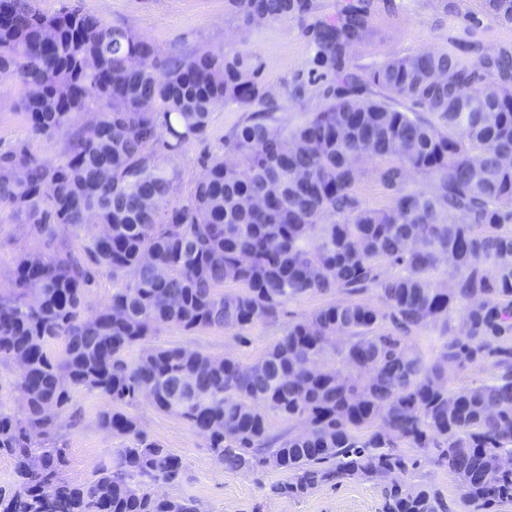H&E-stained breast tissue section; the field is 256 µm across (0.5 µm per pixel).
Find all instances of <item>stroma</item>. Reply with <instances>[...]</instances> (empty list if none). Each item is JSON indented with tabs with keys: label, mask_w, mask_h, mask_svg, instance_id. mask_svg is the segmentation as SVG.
Returning <instances> with one entry per match:
<instances>
[{
	"label": "stroma",
	"mask_w": 512,
	"mask_h": 512,
	"mask_svg": "<svg viewBox=\"0 0 512 512\" xmlns=\"http://www.w3.org/2000/svg\"><path fill=\"white\" fill-rule=\"evenodd\" d=\"M312 2L314 8L304 19L268 20L241 34L235 20L224 11V0H33L45 14L67 5L107 24L131 27L152 41L162 55L179 48L245 50L259 66L262 81L277 90L282 115L292 125L319 111L324 105L321 90L334 84L333 77L321 76L314 65L307 30L322 19L335 17L350 0ZM453 3L448 11L436 0H392L391 7L374 6L372 36L359 48L357 65L368 69L388 56L413 55L428 48L448 51L467 64L501 49L512 52V25L488 15L482 0ZM23 95L19 80L0 81V153L24 144L39 157L57 159L63 151L62 138L47 140L30 132L19 107ZM245 118V112L234 104L213 112L207 140L190 146L178 162L184 188H191L199 178L202 158L220 151L225 137L240 128ZM57 246V239L29 235L20 218L0 209V289L8 288L21 258L47 255ZM331 301L328 295H303L288 301L277 321L255 324L241 334L223 329L187 332L163 325L149 336L148 344L183 346L249 363L282 336L290 322ZM106 403L100 394L83 388L73 394L71 407L76 417L71 425L62 427L59 441L66 459L64 476L70 482L91 480L110 450L121 445L119 438L97 426L98 414ZM131 414L149 439L180 457L185 465L183 480L162 486V493L195 497L204 512H377L380 490L372 481L327 485L299 499L268 498L266 486L282 478L278 470L250 473L225 469L214 459L204 436L177 416L159 412L146 401Z\"/></svg>",
	"instance_id": "1"
}]
</instances>
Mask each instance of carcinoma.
Here are the masks:
<instances>
[{
  "label": "carcinoma",
  "mask_w": 512,
  "mask_h": 512,
  "mask_svg": "<svg viewBox=\"0 0 512 512\" xmlns=\"http://www.w3.org/2000/svg\"><path fill=\"white\" fill-rule=\"evenodd\" d=\"M483 6L512 24V0ZM371 8L357 0L309 30L336 87L290 127L246 54L161 58L144 36L79 9L0 0V79L23 84L33 135L66 137L56 161L24 145L0 154V207L60 239L0 291V363L17 367L23 401L20 418L0 411V455L14 470L0 512H203L156 491L184 467L126 412L143 397L203 432L224 468L283 473L272 498L363 479L380 486L378 512L512 505V470H499L512 457V54L468 65L423 50L360 76ZM311 10L225 0L244 32ZM229 102L245 124L185 196L178 160ZM366 176L387 205L359 197ZM94 269L116 288L87 317ZM337 290L349 298L288 324L248 364L182 346L126 356L161 325L240 332L277 320L290 299ZM369 290L379 302L361 298ZM429 327L443 339L431 358L412 337ZM489 359L491 377L451 386L448 366ZM79 387L108 399L98 426L128 444L74 484L61 449L42 444ZM273 416L296 428L274 431ZM401 444L454 475L455 506L404 479L418 461Z\"/></svg>",
  "instance_id": "1"
}]
</instances>
